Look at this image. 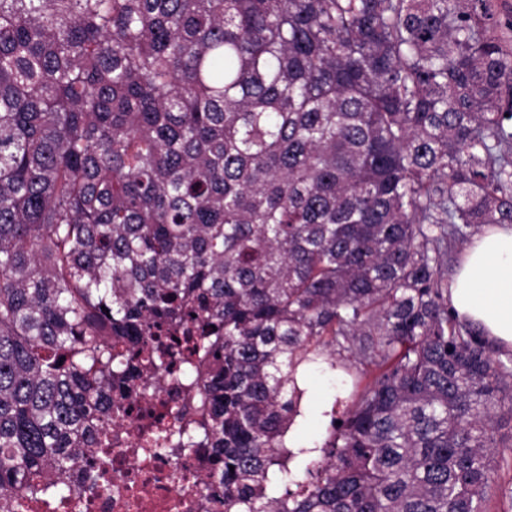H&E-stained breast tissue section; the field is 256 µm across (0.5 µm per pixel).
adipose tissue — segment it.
Listing matches in <instances>:
<instances>
[{
    "label": "adipose tissue",
    "mask_w": 512,
    "mask_h": 512,
    "mask_svg": "<svg viewBox=\"0 0 512 512\" xmlns=\"http://www.w3.org/2000/svg\"><path fill=\"white\" fill-rule=\"evenodd\" d=\"M457 316L512 348V225L490 224L465 247L448 290Z\"/></svg>",
    "instance_id": "ef3b65f1"
}]
</instances>
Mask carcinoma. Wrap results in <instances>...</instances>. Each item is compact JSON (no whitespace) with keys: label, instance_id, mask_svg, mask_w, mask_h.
<instances>
[{"label":"carcinoma","instance_id":"1","mask_svg":"<svg viewBox=\"0 0 512 512\" xmlns=\"http://www.w3.org/2000/svg\"><path fill=\"white\" fill-rule=\"evenodd\" d=\"M511 32L491 0H0V512L96 492L133 410L209 450L211 512H487L512 356L447 257L512 224ZM342 351L370 380L269 494Z\"/></svg>","mask_w":512,"mask_h":512}]
</instances>
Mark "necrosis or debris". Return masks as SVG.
Wrapping results in <instances>:
<instances>
[{"mask_svg":"<svg viewBox=\"0 0 512 512\" xmlns=\"http://www.w3.org/2000/svg\"><path fill=\"white\" fill-rule=\"evenodd\" d=\"M112 474L94 495L71 494L68 512H206L196 489L211 467L204 448H168L152 454L143 422L116 426Z\"/></svg>","mask_w":512,"mask_h":512,"instance_id":"4bbe7bcc","label":"necrosis or debris"}]
</instances>
